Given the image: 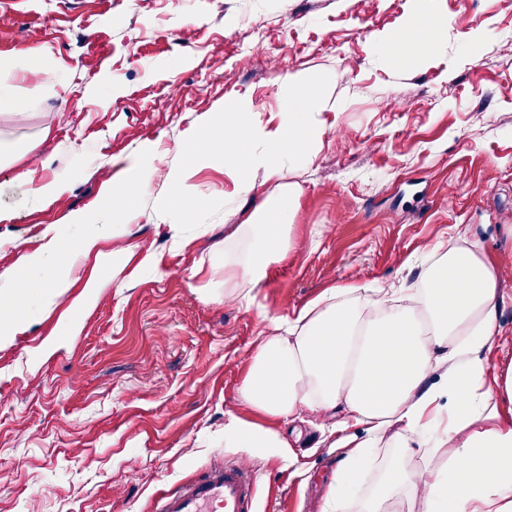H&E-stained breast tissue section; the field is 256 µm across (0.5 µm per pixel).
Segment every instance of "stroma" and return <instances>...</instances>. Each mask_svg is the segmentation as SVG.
<instances>
[{"instance_id":"obj_1","label":"stroma","mask_w":512,"mask_h":512,"mask_svg":"<svg viewBox=\"0 0 512 512\" xmlns=\"http://www.w3.org/2000/svg\"><path fill=\"white\" fill-rule=\"evenodd\" d=\"M417 0H20L0 10V80L47 49L64 70L18 82L0 102V286L27 256L95 234L127 157L166 172L178 145L225 103L281 119L287 76H330L321 144L253 192L219 165L183 187L225 208L180 232L154 181L118 239L79 254L70 283L0 347V512H149L155 496L217 461H247L257 512H329L345 449L315 425L257 418L240 399L259 342L332 288L423 283L435 244L458 229L512 266V9L503 0H426L440 45L415 61L376 54ZM36 141L37 152L20 154ZM28 171L32 182L18 179ZM67 190L37 207L35 183ZM291 193L292 247L244 305L224 299V257L252 241L244 224ZM103 286L71 324L90 278ZM292 444L231 448L228 415Z\"/></svg>"}]
</instances>
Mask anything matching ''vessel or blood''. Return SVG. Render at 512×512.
<instances>
[{"instance_id":"vessel-or-blood-1","label":"vessel or blood","mask_w":512,"mask_h":512,"mask_svg":"<svg viewBox=\"0 0 512 512\" xmlns=\"http://www.w3.org/2000/svg\"><path fill=\"white\" fill-rule=\"evenodd\" d=\"M257 478L240 463H214L201 477L161 492L151 512H254Z\"/></svg>"}]
</instances>
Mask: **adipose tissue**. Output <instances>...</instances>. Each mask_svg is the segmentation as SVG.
<instances>
[{
	"label": "adipose tissue",
	"mask_w": 512,
	"mask_h": 512,
	"mask_svg": "<svg viewBox=\"0 0 512 512\" xmlns=\"http://www.w3.org/2000/svg\"><path fill=\"white\" fill-rule=\"evenodd\" d=\"M415 12L395 39L380 41L387 55L417 40L415 59L438 45L437 33ZM133 178L111 188L113 229L139 210L154 178L141 161ZM294 211L290 198L265 200L248 218L259 232L252 247L224 262L225 282L259 284L272 256L286 250ZM507 268L482 257L478 246L452 247L427 270L425 286L401 296L383 288L333 289L303 308L287 335L266 337L250 358L242 400L281 419L329 422L347 454L334 478L332 512H343L351 486L366 463L365 443L392 434L404 454L427 451L421 469L394 461L385 487L397 484L427 512H512V361L495 364L498 307ZM447 364L444 383L434 382ZM224 439L235 448H282L280 432L229 417ZM375 493L366 512H386Z\"/></svg>",
	"instance_id": "ef3b65f1"
}]
</instances>
